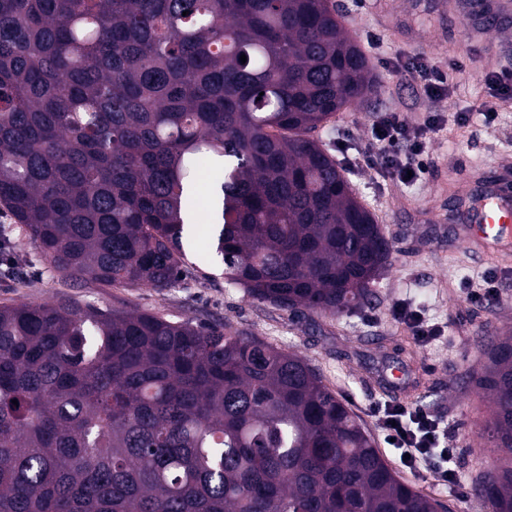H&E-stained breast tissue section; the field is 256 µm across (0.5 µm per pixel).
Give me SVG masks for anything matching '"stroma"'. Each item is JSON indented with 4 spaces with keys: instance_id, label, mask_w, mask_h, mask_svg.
<instances>
[{
    "instance_id": "obj_1",
    "label": "stroma",
    "mask_w": 512,
    "mask_h": 512,
    "mask_svg": "<svg viewBox=\"0 0 512 512\" xmlns=\"http://www.w3.org/2000/svg\"><path fill=\"white\" fill-rule=\"evenodd\" d=\"M341 20L357 40H380L365 54L380 86L377 96L340 115L325 134L329 146L347 142L361 153L372 148L371 124L378 112L397 108L409 122L426 112L439 113L441 125L427 141L429 171L424 180L397 185L377 169L348 166L346 177L359 200L374 214L393 243L389 265L376 280L374 295L361 309L334 319L325 314L292 315L247 297L226 283L209 252L211 226L198 218L184 237L186 275L172 288L148 286L74 288L41 257L16 224L0 215L14 252L28 264L20 277L0 281V305L68 298L80 305L154 312L172 321L191 319L226 324L286 351L299 353L339 398L357 414L377 447L385 442L372 410L386 402L419 407L448 428L455 450L453 466L465 487L495 465L504 453L483 438L491 407L472 381L486 361V347L512 331V261L479 255L459 238L454 221L458 198L473 174L512 163V98L499 97L485 73L512 71V28L470 40L455 0H336ZM426 56L448 67L446 95L427 101L403 68L406 60ZM463 62L455 70L453 62ZM493 108L484 123L477 111ZM461 112L473 122L457 121ZM493 287V295L471 301L470 290ZM404 299L424 308L445 337L423 344L391 311ZM392 468L416 490L433 497L439 512H482L474 498L459 500L438 485L433 471L416 475Z\"/></svg>"
}]
</instances>
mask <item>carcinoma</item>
I'll return each instance as SVG.
<instances>
[{
    "label": "carcinoma",
    "instance_id": "1",
    "mask_svg": "<svg viewBox=\"0 0 512 512\" xmlns=\"http://www.w3.org/2000/svg\"><path fill=\"white\" fill-rule=\"evenodd\" d=\"M337 16L331 0H0V212L74 284L171 288L211 154L229 283L292 314L365 305L392 241L318 133L379 85ZM4 253L14 279L26 259ZM475 382L512 456V336ZM474 492L512 512V464ZM439 507L295 352L156 313L0 305V512Z\"/></svg>",
    "mask_w": 512,
    "mask_h": 512
}]
</instances>
